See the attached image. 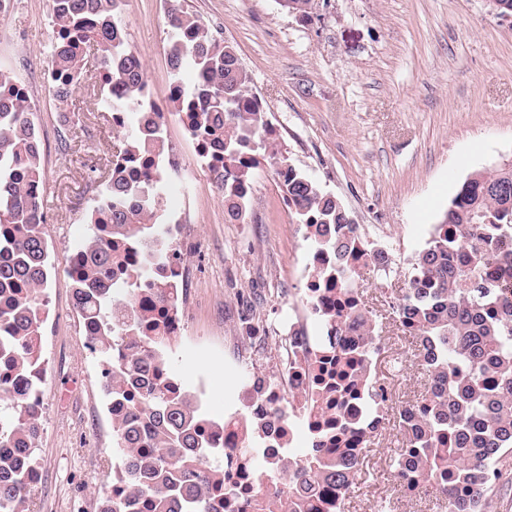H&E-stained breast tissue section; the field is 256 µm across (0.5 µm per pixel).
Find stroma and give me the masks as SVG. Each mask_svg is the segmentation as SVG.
Wrapping results in <instances>:
<instances>
[{"instance_id":"35a3bbf8","label":"stroma","mask_w":512,"mask_h":512,"mask_svg":"<svg viewBox=\"0 0 512 512\" xmlns=\"http://www.w3.org/2000/svg\"><path fill=\"white\" fill-rule=\"evenodd\" d=\"M214 34L233 44L276 130L288 162L312 173L348 210L364 236L388 246L389 277L360 271L367 306L377 315L383 348L378 382L391 407L414 402L427 377L410 351L391 305L412 275L461 183L473 171L512 157V19L488 15L484 0H315L309 17L278 0H184ZM124 27L148 86L165 113L170 145L191 143L170 110L168 20L163 0H126ZM50 0H11L0 13V68L36 105L48 201V301L42 336V430L35 453L40 478L31 512H99L112 489V417L98 360L82 346L68 263L84 245L86 211L106 177L122 135L98 102L95 58L71 101L50 81ZM92 135L91 150L62 152L67 121ZM194 277L187 290L191 333L232 337L238 356L177 346L169 368L206 412L223 419L238 382L255 363L271 368L275 350L250 353L238 338L247 312L278 324L279 311L305 299L309 253L304 228L285 213L272 167L252 185L248 223L228 222L224 197L193 157L185 159ZM407 359L403 371L393 358ZM398 433L386 422L366 457L367 474L346 512H439L432 492L410 495L390 466Z\"/></svg>"}]
</instances>
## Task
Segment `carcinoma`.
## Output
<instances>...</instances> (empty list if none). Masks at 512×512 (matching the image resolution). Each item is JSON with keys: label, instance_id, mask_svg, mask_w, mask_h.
<instances>
[{"label": "carcinoma", "instance_id": "obj_1", "mask_svg": "<svg viewBox=\"0 0 512 512\" xmlns=\"http://www.w3.org/2000/svg\"><path fill=\"white\" fill-rule=\"evenodd\" d=\"M125 0H51L53 90L68 100L82 79L89 49L96 51L108 111L123 112L127 134L112 155L99 194L107 209L85 214L86 256L68 270L74 306L92 329L91 353L102 362L112 418V453L125 475L100 512H221L224 471L203 462L214 421L197 400L160 378L172 344L160 317L174 302V286L158 276L152 306L139 310L144 271L126 265L133 253L172 221L164 207L167 182L164 114L146 95L144 65L125 38ZM172 111L193 140L218 147L213 168L231 222L246 223L250 190L261 164L275 167L283 201L305 227L310 250L331 261L317 271L336 282L348 309L322 318L336 332L363 336L336 354V392L378 407V325L363 302L359 271L387 273L390 249L364 240L340 200L305 170L279 158L278 144L236 48L217 38L180 0H167ZM290 14L310 16L314 0H279ZM199 80L186 88L182 72ZM27 89L0 70V512H30L31 473L40 432L41 338L47 283L44 213L48 201L30 186L44 168ZM414 357L428 373L418 399L396 410L403 436L395 474L404 491L430 489L443 512H485L493 494L512 496L503 464L512 456V166L472 172L442 221L413 258V275L396 306ZM364 452L313 448L298 464L285 463L283 488L257 501L258 512H307L321 486L345 500L362 478Z\"/></svg>", "mask_w": 512, "mask_h": 512}]
</instances>
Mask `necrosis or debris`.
I'll return each mask as SVG.
<instances>
[{
	"mask_svg": "<svg viewBox=\"0 0 512 512\" xmlns=\"http://www.w3.org/2000/svg\"><path fill=\"white\" fill-rule=\"evenodd\" d=\"M307 285L304 309L293 310L283 326L288 337V353L276 374L271 377L255 374L242 381L235 411L209 433L212 446L222 451L224 512H256L255 472L249 457L243 453L252 439L261 440L262 456L270 463L282 458L299 427L320 448L332 453L336 450V419L341 416L347 422L343 433L347 447L362 445L359 431L365 418L362 400L347 402L342 412L335 414L326 412L325 400L306 404L298 399L299 393L315 388V375L310 368L315 346L322 343L333 351L352 342L351 337L337 335L331 326L323 327L320 335L309 334L306 313L335 312L336 293L324 288L322 280L313 274L308 276Z\"/></svg>",
	"mask_w": 512,
	"mask_h": 512,
	"instance_id": "obj_1",
	"label": "necrosis or debris"
}]
</instances>
